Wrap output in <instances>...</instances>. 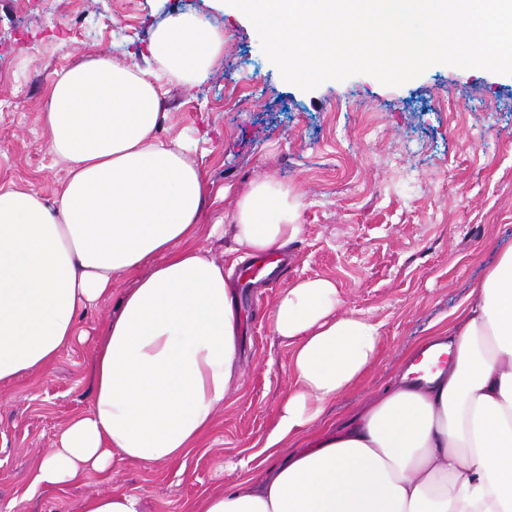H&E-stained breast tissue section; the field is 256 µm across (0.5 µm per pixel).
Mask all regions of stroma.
Segmentation results:
<instances>
[{
    "mask_svg": "<svg viewBox=\"0 0 512 512\" xmlns=\"http://www.w3.org/2000/svg\"><path fill=\"white\" fill-rule=\"evenodd\" d=\"M46 10L82 34L44 31ZM180 11L223 29L224 56L196 86L166 83L160 135L192 138L191 157L214 188L232 190L205 205L204 225L223 223L234 193L260 173L301 194L287 273L237 291L244 385L215 411L200 448L150 467L124 463L105 479L34 487L39 460L93 405L95 349L134 281L118 279L80 311V336L51 365L0 383V512H81L86 498L115 489L140 496L143 512H187L209 490L240 481L238 462L260 450L292 386L291 348L268 319L284 288L334 278L340 312L381 323L379 363L326 410L349 418L512 247V75L436 64L397 87L356 74L304 91L282 79L249 19L218 0H0V58L12 62L0 69V186L60 193L68 164L44 130L49 87L102 52L154 67L152 34Z\"/></svg>",
    "mask_w": 512,
    "mask_h": 512,
    "instance_id": "obj_1",
    "label": "stroma"
}]
</instances>
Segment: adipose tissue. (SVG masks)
I'll use <instances>...</instances> for the list:
<instances>
[{"label": "adipose tissue", "instance_id": "obj_1", "mask_svg": "<svg viewBox=\"0 0 512 512\" xmlns=\"http://www.w3.org/2000/svg\"><path fill=\"white\" fill-rule=\"evenodd\" d=\"M224 53V33L190 12L153 33L159 71L108 54L51 86L44 123L69 164L59 199L0 187V382L49 365L81 308L135 275L98 343L94 405L43 457L35 486L62 487L121 463L187 456L241 386L245 355L234 267L285 252L302 228L292 188L253 178L229 213L223 262L197 245L211 195L187 140L166 142L159 80L194 85ZM333 279L278 296L273 332L292 348L294 383L262 448L265 476L210 492L188 512H512V247L473 300L424 345L452 353L417 383L412 367L346 421L305 427L379 361L381 325L337 312Z\"/></svg>", "mask_w": 512, "mask_h": 512}]
</instances>
